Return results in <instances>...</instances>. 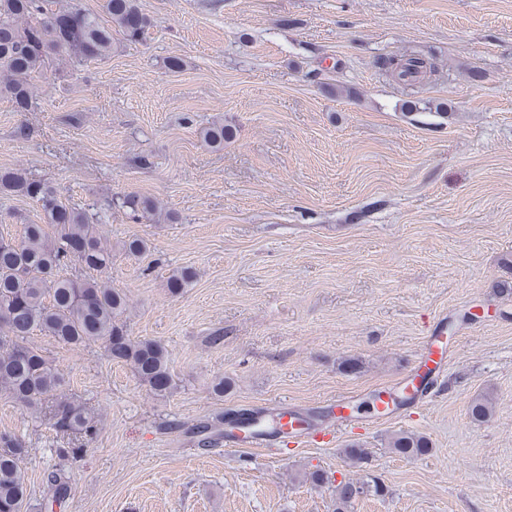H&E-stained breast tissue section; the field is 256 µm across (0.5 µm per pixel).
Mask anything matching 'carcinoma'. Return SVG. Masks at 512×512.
Wrapping results in <instances>:
<instances>
[{
    "label": "carcinoma",
    "mask_w": 512,
    "mask_h": 512,
    "mask_svg": "<svg viewBox=\"0 0 512 512\" xmlns=\"http://www.w3.org/2000/svg\"><path fill=\"white\" fill-rule=\"evenodd\" d=\"M103 11L126 40L138 42L150 27L137 0H104ZM112 50V28L100 18L58 0H0V94L26 111L32 103L35 79L54 61L65 57L78 63L101 61ZM382 68L398 79L427 68L416 55L385 57ZM203 142L224 147L234 137L231 128L213 123L200 130ZM0 193H13L35 202L40 222L26 224L17 241L0 235V392L32 413L48 411L53 427L91 442L98 431L97 417L64 392L65 377L42 351L29 344L38 331L68 346L98 344L107 356L130 366L157 396L176 386L169 353L152 339L131 338L122 322L128 297L101 278L112 265V245L85 211L64 202L42 180L14 169L0 170ZM111 204L127 208L133 217L160 212L148 196L123 195ZM194 277L190 268L172 272L168 288L180 293ZM391 450L413 458L430 451L425 437L398 434ZM29 453L25 441L0 433V512H28L27 486L21 462ZM56 500L68 493L60 470L47 475ZM381 495V484L344 481L336 486V512H346L364 491Z\"/></svg>",
    "instance_id": "1"
}]
</instances>
